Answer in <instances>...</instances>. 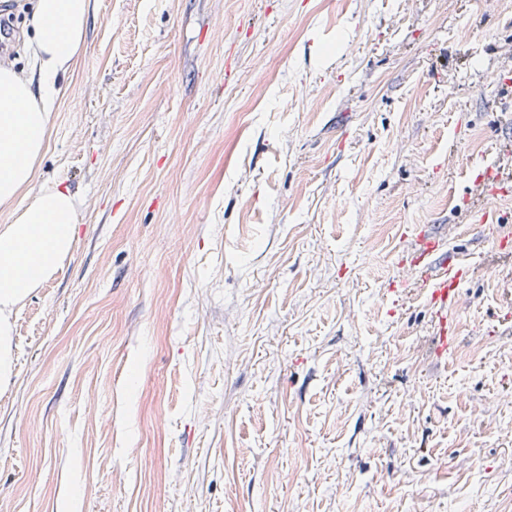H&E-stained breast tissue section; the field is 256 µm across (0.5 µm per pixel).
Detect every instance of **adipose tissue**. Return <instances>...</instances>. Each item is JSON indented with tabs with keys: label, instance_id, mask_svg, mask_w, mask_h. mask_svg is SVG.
<instances>
[{
	"label": "adipose tissue",
	"instance_id": "adipose-tissue-1",
	"mask_svg": "<svg viewBox=\"0 0 512 512\" xmlns=\"http://www.w3.org/2000/svg\"><path fill=\"white\" fill-rule=\"evenodd\" d=\"M90 0H36L29 20L36 76L0 63V206L32 192L35 165L49 136L58 81L82 46ZM12 224L0 231V380L12 374L14 308L29 296L70 252L78 222V201L54 185L33 192Z\"/></svg>",
	"mask_w": 512,
	"mask_h": 512
}]
</instances>
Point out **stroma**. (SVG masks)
Listing matches in <instances>:
<instances>
[{"label":"stroma","instance_id":"1","mask_svg":"<svg viewBox=\"0 0 512 512\" xmlns=\"http://www.w3.org/2000/svg\"><path fill=\"white\" fill-rule=\"evenodd\" d=\"M60 84L79 222L13 317L0 512H512V223L469 221L512 0H92ZM422 231L475 267L445 358L389 295Z\"/></svg>","mask_w":512,"mask_h":512}]
</instances>
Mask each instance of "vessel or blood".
Instances as JSON below:
<instances>
[{"instance_id": "1", "label": "vessel or blood", "mask_w": 512, "mask_h": 512, "mask_svg": "<svg viewBox=\"0 0 512 512\" xmlns=\"http://www.w3.org/2000/svg\"><path fill=\"white\" fill-rule=\"evenodd\" d=\"M479 180L486 186H508L512 169L488 162L481 166ZM405 263L415 274V287L425 293L432 309L434 349L438 355L448 354L459 340L452 316L458 286L471 276V267L450 258L440 239L423 232L417 235Z\"/></svg>"}]
</instances>
